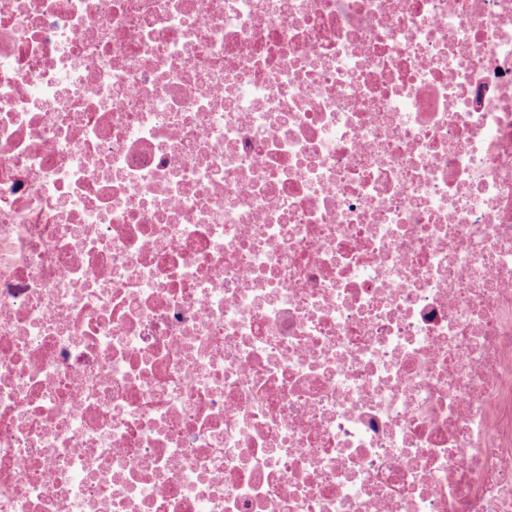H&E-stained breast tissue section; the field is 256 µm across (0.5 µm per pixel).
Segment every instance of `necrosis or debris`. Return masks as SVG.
<instances>
[{
    "label": "necrosis or debris",
    "mask_w": 512,
    "mask_h": 512,
    "mask_svg": "<svg viewBox=\"0 0 512 512\" xmlns=\"http://www.w3.org/2000/svg\"><path fill=\"white\" fill-rule=\"evenodd\" d=\"M0 512H512V0H0Z\"/></svg>",
    "instance_id": "4bbe7bcc"
}]
</instances>
